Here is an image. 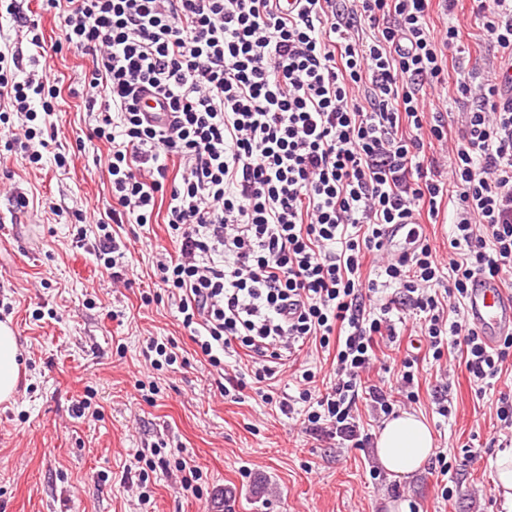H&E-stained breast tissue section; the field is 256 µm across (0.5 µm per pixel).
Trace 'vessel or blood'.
Segmentation results:
<instances>
[{
  "label": "vessel or blood",
  "instance_id": "obj_1",
  "mask_svg": "<svg viewBox=\"0 0 512 512\" xmlns=\"http://www.w3.org/2000/svg\"><path fill=\"white\" fill-rule=\"evenodd\" d=\"M401 224L388 225L384 245L388 252L402 256L413 246ZM468 318L488 345H496L501 336L512 334V292H506L498 281L477 277L471 284L468 298Z\"/></svg>",
  "mask_w": 512,
  "mask_h": 512
}]
</instances>
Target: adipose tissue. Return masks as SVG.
<instances>
[{
  "label": "adipose tissue",
  "mask_w": 512,
  "mask_h": 512,
  "mask_svg": "<svg viewBox=\"0 0 512 512\" xmlns=\"http://www.w3.org/2000/svg\"><path fill=\"white\" fill-rule=\"evenodd\" d=\"M19 356L14 329L0 321V403L10 402L17 392ZM375 451L388 473L406 477L416 473L434 454V437L423 418L404 412L385 422L376 437Z\"/></svg>",
  "instance_id": "obj_1"
}]
</instances>
